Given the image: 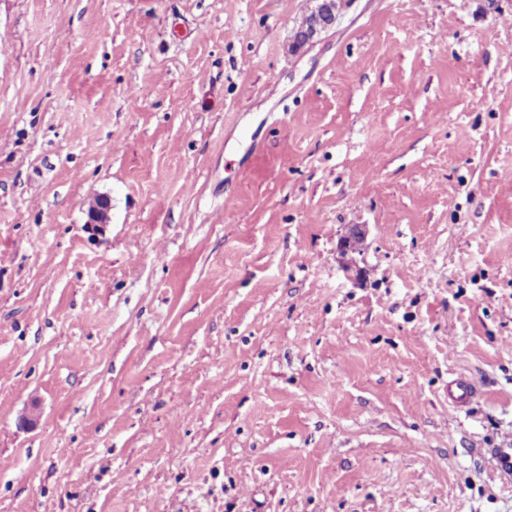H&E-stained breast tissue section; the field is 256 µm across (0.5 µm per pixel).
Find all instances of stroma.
<instances>
[{"label":"stroma","mask_w":512,"mask_h":512,"mask_svg":"<svg viewBox=\"0 0 512 512\" xmlns=\"http://www.w3.org/2000/svg\"><path fill=\"white\" fill-rule=\"evenodd\" d=\"M337 4L0 0V512H512V0ZM336 9L333 1L323 0L310 19L295 33L294 44L298 50L303 49L315 36L328 30L336 23Z\"/></svg>","instance_id":"1"}]
</instances>
